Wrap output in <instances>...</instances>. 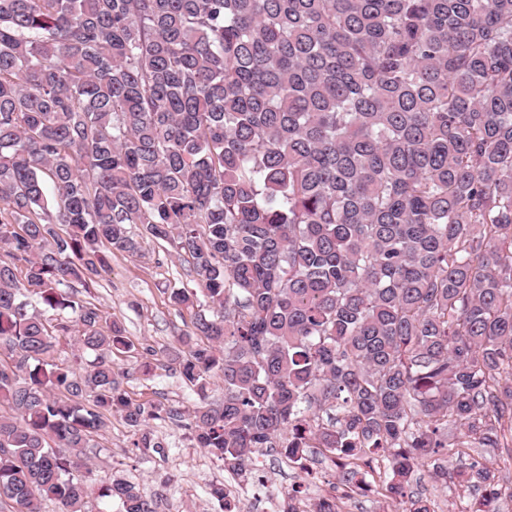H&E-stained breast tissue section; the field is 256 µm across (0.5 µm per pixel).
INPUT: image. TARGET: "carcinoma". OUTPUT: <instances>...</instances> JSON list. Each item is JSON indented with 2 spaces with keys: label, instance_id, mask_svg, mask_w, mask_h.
<instances>
[{
  "label": "carcinoma",
  "instance_id": "1",
  "mask_svg": "<svg viewBox=\"0 0 512 512\" xmlns=\"http://www.w3.org/2000/svg\"><path fill=\"white\" fill-rule=\"evenodd\" d=\"M67 226L60 234L55 225ZM170 241L196 447L341 454L355 491L512 437V0H0V510L157 512L83 449L150 422L80 297ZM76 338L63 366L54 344Z\"/></svg>",
  "mask_w": 512,
  "mask_h": 512
}]
</instances>
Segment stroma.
<instances>
[{
  "label": "stroma",
  "mask_w": 512,
  "mask_h": 512,
  "mask_svg": "<svg viewBox=\"0 0 512 512\" xmlns=\"http://www.w3.org/2000/svg\"><path fill=\"white\" fill-rule=\"evenodd\" d=\"M189 269L186 257L177 256L171 244L145 239L137 253L113 251L110 267L92 298L109 320L123 327L138 350L137 355L117 361L122 386L130 398L187 413L193 401L169 352L177 348L179 336L192 330L195 311L172 306L169 293L188 282ZM153 427L166 445L164 454L130 459V433L116 416L98 437L97 447L87 449L86 454L95 474L135 483L142 494L158 500V512H215L210 490L227 478L241 489L238 512H283V491L301 482L307 469L317 472L318 479L308 490L306 504L333 492L341 481V466L321 453L309 454L301 467L280 450L264 448L254 456L267 481L262 490L253 486L251 476L229 475L204 449L194 446L188 430L159 420ZM408 494L427 502L431 512H456L479 492L445 485L420 466L410 479Z\"/></svg>",
  "instance_id": "35a3bbf8"
}]
</instances>
